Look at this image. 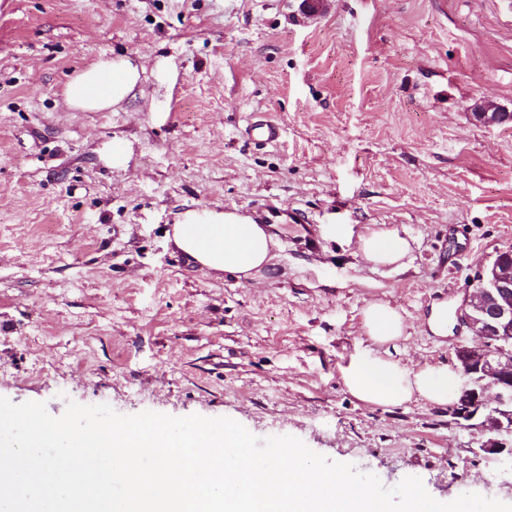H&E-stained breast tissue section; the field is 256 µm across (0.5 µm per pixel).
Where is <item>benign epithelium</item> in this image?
I'll return each instance as SVG.
<instances>
[{
	"label": "benign epithelium",
	"instance_id": "obj_1",
	"mask_svg": "<svg viewBox=\"0 0 512 512\" xmlns=\"http://www.w3.org/2000/svg\"><path fill=\"white\" fill-rule=\"evenodd\" d=\"M456 315L475 337L455 348L457 368L467 384L448 416L461 427H477L488 435L487 453L512 457V250H503L473 275ZM496 389V406L484 392Z\"/></svg>",
	"mask_w": 512,
	"mask_h": 512
}]
</instances>
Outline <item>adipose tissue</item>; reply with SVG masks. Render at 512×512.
Segmentation results:
<instances>
[{"label": "adipose tissue", "mask_w": 512, "mask_h": 512, "mask_svg": "<svg viewBox=\"0 0 512 512\" xmlns=\"http://www.w3.org/2000/svg\"><path fill=\"white\" fill-rule=\"evenodd\" d=\"M139 80L140 71L128 58L104 57L69 81L65 97L75 109L103 111L125 101ZM171 241L189 261L217 274L229 272L247 278L268 267L273 259V237L266 226L239 213L185 212L173 226ZM358 248L368 261L395 268L405 266L411 253L406 237L384 227L361 235ZM363 326L375 348L353 355L343 371L344 386L353 397L379 407H396L416 397L448 405L459 397L461 376L457 370L428 364L412 371L381 354V346L404 334L403 318L396 308L368 304Z\"/></svg>", "instance_id": "obj_1"}]
</instances>
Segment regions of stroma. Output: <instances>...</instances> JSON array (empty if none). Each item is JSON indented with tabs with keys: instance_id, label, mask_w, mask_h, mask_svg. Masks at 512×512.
Here are the masks:
<instances>
[{
	"instance_id": "1",
	"label": "stroma",
	"mask_w": 512,
	"mask_h": 512,
	"mask_svg": "<svg viewBox=\"0 0 512 512\" xmlns=\"http://www.w3.org/2000/svg\"><path fill=\"white\" fill-rule=\"evenodd\" d=\"M117 54L143 71L132 94L72 109V76ZM484 101L512 115L507 0H324L313 16L302 0H0V396L54 416H225L387 488L416 476L441 502L512 504V459L481 451L480 429L420 399L364 404L342 379L373 347L372 302L401 312L408 369L471 341L425 320L512 249V119L484 124ZM259 113L277 144L245 136ZM266 204L273 266L252 278L168 244L185 211ZM376 224L413 238L407 268L360 253ZM428 329L435 336L448 334V304L440 302L432 306L426 318Z\"/></svg>"
}]
</instances>
